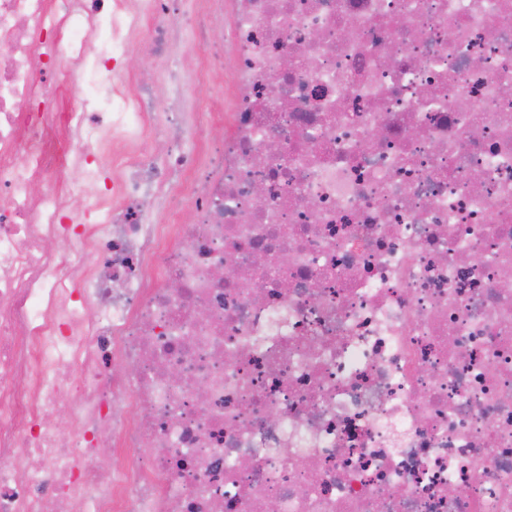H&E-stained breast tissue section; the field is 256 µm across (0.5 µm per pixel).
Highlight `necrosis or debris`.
Instances as JSON below:
<instances>
[{
  "mask_svg": "<svg viewBox=\"0 0 512 512\" xmlns=\"http://www.w3.org/2000/svg\"><path fill=\"white\" fill-rule=\"evenodd\" d=\"M183 2L0 0V512H512V0ZM225 72L212 73L200 88L199 106L203 110H214L224 106L222 86Z\"/></svg>",
  "mask_w": 512,
  "mask_h": 512,
  "instance_id": "necrosis-or-debris-1",
  "label": "necrosis or debris"
}]
</instances>
